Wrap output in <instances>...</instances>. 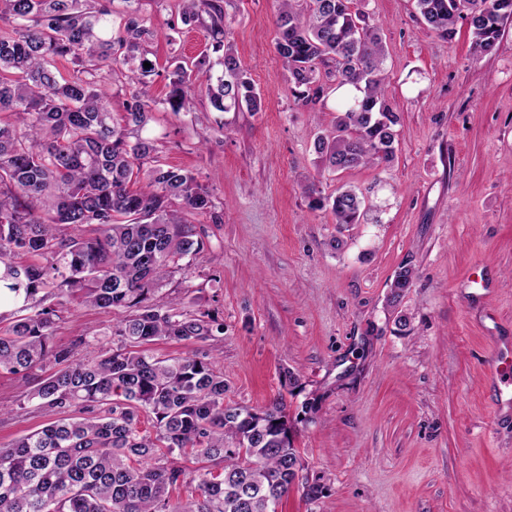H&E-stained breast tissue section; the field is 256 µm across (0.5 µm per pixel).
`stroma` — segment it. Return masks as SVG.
<instances>
[{
  "mask_svg": "<svg viewBox=\"0 0 512 512\" xmlns=\"http://www.w3.org/2000/svg\"><path fill=\"white\" fill-rule=\"evenodd\" d=\"M359 7L380 29L385 96L401 116L389 165L319 166L313 140L333 127L336 100L309 109L291 95L274 48L279 0L224 3L226 39L261 111L216 112L199 95L193 111L153 112L144 133L161 161L192 171L223 218L191 217L204 247L158 294L177 310L210 312L224 331L147 351L214 360L225 404L283 400L304 467L281 512H512V410L496 415L489 364L494 337L512 336V24L478 58L467 22L448 40L415 0ZM145 11L157 69L210 52L205 26L181 24V0H147ZM312 182L326 193L354 186L374 210L337 231L330 211L310 208ZM406 262L416 276L400 335L386 298ZM119 316L70 305L56 341L88 331L110 347ZM287 369L298 388L284 386ZM24 390L0 374V447L46 421ZM307 482L321 485L318 500L305 497Z\"/></svg>",
  "mask_w": 512,
  "mask_h": 512,
  "instance_id": "1",
  "label": "stroma"
}]
</instances>
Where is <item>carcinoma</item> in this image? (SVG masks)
I'll use <instances>...</instances> for the list:
<instances>
[{
  "mask_svg": "<svg viewBox=\"0 0 512 512\" xmlns=\"http://www.w3.org/2000/svg\"><path fill=\"white\" fill-rule=\"evenodd\" d=\"M0 0V295L18 305L0 311V373L39 378L27 401L47 416L40 429L0 448V512H278L301 458L285 405L262 410L224 405V376L196 355L158 359L141 346L156 340H203L224 324L208 312L167 309L160 283L197 253L180 212L220 217L210 192L190 171L160 163L142 132L157 101L190 112L197 87L217 112L261 107L224 32V0H182L181 22L208 19L211 59L172 57L146 68L156 31L143 0ZM354 0H280L275 47L288 89L305 106L336 96L331 131L314 139L329 171L380 166L394 159L400 115L385 98L384 48L377 26ZM421 19L442 38L467 20L475 54L497 45L512 21V0H416ZM73 71L63 74L57 60ZM137 85L125 111L112 112L104 80L114 67ZM306 193L335 224L361 223L365 197L342 184ZM179 202L182 211L172 208ZM92 225L93 234H67ZM405 264L391 283L396 311L412 287ZM127 312L112 326L117 346L91 357L95 337L55 341L71 303ZM150 416L153 431L139 429ZM192 449L191 471L177 456ZM198 491L185 499L173 492Z\"/></svg>",
  "mask_w": 512,
  "mask_h": 512,
  "instance_id": "1",
  "label": "carcinoma"
}]
</instances>
